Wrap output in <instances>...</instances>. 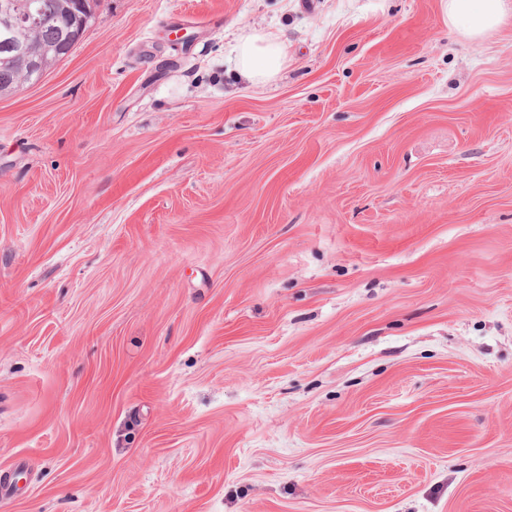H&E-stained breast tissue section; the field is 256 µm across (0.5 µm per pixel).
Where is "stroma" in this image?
Wrapping results in <instances>:
<instances>
[{"label":"stroma","instance_id":"35a3bbf8","mask_svg":"<svg viewBox=\"0 0 512 512\" xmlns=\"http://www.w3.org/2000/svg\"><path fill=\"white\" fill-rule=\"evenodd\" d=\"M447 4L95 0L0 95V512H512V15ZM509 11L507 0H448V18L470 38L498 26ZM242 73L252 82H267L281 71L285 53L283 46L272 37L250 35L237 47Z\"/></svg>","mask_w":512,"mask_h":512}]
</instances>
